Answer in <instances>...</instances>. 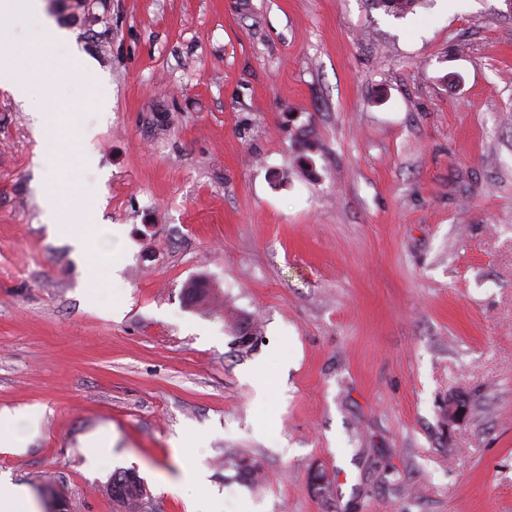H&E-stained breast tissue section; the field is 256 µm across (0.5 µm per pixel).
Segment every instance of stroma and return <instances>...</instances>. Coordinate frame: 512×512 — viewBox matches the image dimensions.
<instances>
[{
	"label": "stroma",
	"instance_id": "1",
	"mask_svg": "<svg viewBox=\"0 0 512 512\" xmlns=\"http://www.w3.org/2000/svg\"><path fill=\"white\" fill-rule=\"evenodd\" d=\"M44 4L105 97L54 198L121 270L42 224L55 141L0 87V409L38 414L0 474L40 512H117L119 468L142 512H512V0ZM113 437L106 432H94L87 435L83 440V448H86V455L89 461L95 465L106 463L112 449ZM131 469H118L112 473L108 489L114 499V495L119 497L117 504L122 511L135 512L141 508V504L150 497L147 485H144L143 479ZM112 481V487H111Z\"/></svg>",
	"mask_w": 512,
	"mask_h": 512
}]
</instances>
